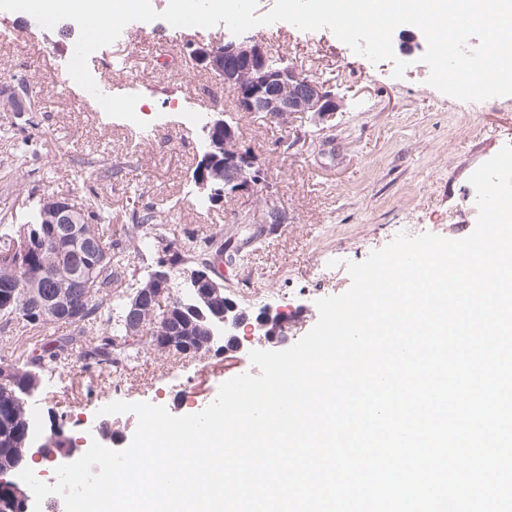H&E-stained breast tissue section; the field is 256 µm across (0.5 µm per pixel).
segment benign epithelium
Listing matches in <instances>:
<instances>
[{
  "label": "benign epithelium",
  "instance_id": "obj_1",
  "mask_svg": "<svg viewBox=\"0 0 512 512\" xmlns=\"http://www.w3.org/2000/svg\"><path fill=\"white\" fill-rule=\"evenodd\" d=\"M269 49L254 37L232 38L221 46L203 43L190 45L189 57L194 64L218 74L224 79V88L233 93L237 111L262 114L271 120H282L293 115H310L324 123L333 118L341 108V101L323 84L308 79L291 65L280 69L268 67ZM204 132L210 141V151L205 160L218 158L224 153V187L217 188L211 183L206 168L195 174L196 182L203 190H210L211 196H221L224 191H236L249 187L258 181L259 158L243 151L237 145L234 128L222 119L208 120ZM52 211L56 237H70L75 231V214L78 201L72 197L47 200ZM235 306L215 312L216 318L224 324V335L234 337L235 347L242 349L254 343V337L264 336L272 347L285 341L282 337L283 322L287 315L277 311L260 312L253 321L243 315L236 317ZM244 329L246 336L239 338L236 332ZM88 447L82 440H72L64 432L57 431L41 440H30L28 451L9 470L0 471V485L10 490L15 512H33L34 496L31 490L23 489L10 475L31 464L47 462L55 467L67 464L76 455H82Z\"/></svg>",
  "mask_w": 512,
  "mask_h": 512
}]
</instances>
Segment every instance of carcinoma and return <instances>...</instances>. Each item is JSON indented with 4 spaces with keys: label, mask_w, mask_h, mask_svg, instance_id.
<instances>
[{
    "label": "carcinoma",
    "mask_w": 512,
    "mask_h": 512,
    "mask_svg": "<svg viewBox=\"0 0 512 512\" xmlns=\"http://www.w3.org/2000/svg\"><path fill=\"white\" fill-rule=\"evenodd\" d=\"M162 213L152 209L131 216L137 253H159L148 277L160 271L169 275L158 281L160 300L143 303L134 331L125 315L112 317V289L121 287L118 269L125 246L112 239L104 197L92 189L80 201L78 234L70 238L54 239L53 217L43 203L31 209L21 224L0 218V331L20 332L60 321L71 326L66 335L43 344L22 363L0 360V468H10L25 452L23 439L31 438L28 392L41 388L45 368L63 363L70 351L83 349L89 364L101 367L134 353L143 342L166 351L175 340L205 352L212 346L211 339L224 336L223 326L210 310H197L207 282L193 276L216 270L211 260L223 258V237L210 235L200 248L185 247L174 239L155 245L149 226ZM84 235L95 240V251L84 247ZM78 266L85 270L83 279L62 276ZM178 286L182 292L175 295L173 289ZM64 302L80 309L79 319L58 313Z\"/></svg>",
    "instance_id": "1"
}]
</instances>
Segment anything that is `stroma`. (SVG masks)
<instances>
[{
    "label": "stroma",
    "instance_id": "obj_1",
    "mask_svg": "<svg viewBox=\"0 0 512 512\" xmlns=\"http://www.w3.org/2000/svg\"><path fill=\"white\" fill-rule=\"evenodd\" d=\"M78 34L69 20L45 29L33 17L0 11V89L25 80L37 106L0 112V211L17 217L45 195L80 198L93 189L110 202L112 229L123 240L132 238V212L151 208L163 211L160 233L178 241L222 232L239 250L224 270L225 287L279 300L281 311L303 319L291 330L297 337L316 324L317 299L350 288L349 263L386 247L402 225L453 240L470 235L476 222L469 178L512 144V96L463 102L429 86L418 30L392 34L395 54L409 60L398 78L392 61L371 62L330 30L301 31L285 22L251 29L273 54L340 99L336 115L316 125L240 112L213 72L169 66V59L186 58L191 43L223 44L231 36L224 25L132 22L88 66L111 94L139 95L147 125L138 130L108 116L76 83H59ZM185 112L222 113L239 147L259 157L260 181L219 199L199 189L193 174L209 144L201 128L182 124ZM22 143L29 161L18 173ZM102 160L112 164L104 180L90 169ZM68 331L59 322L24 336L0 334V358L21 360ZM257 372L245 349L176 356L143 344L119 374L87 366L76 349L65 376L38 392L30 414L45 430L55 418L76 437L96 439L104 424L130 438L134 414H97L115 400V377L123 379L125 401L183 416L212 403L225 375Z\"/></svg>",
    "mask_w": 512,
    "mask_h": 512
}]
</instances>
